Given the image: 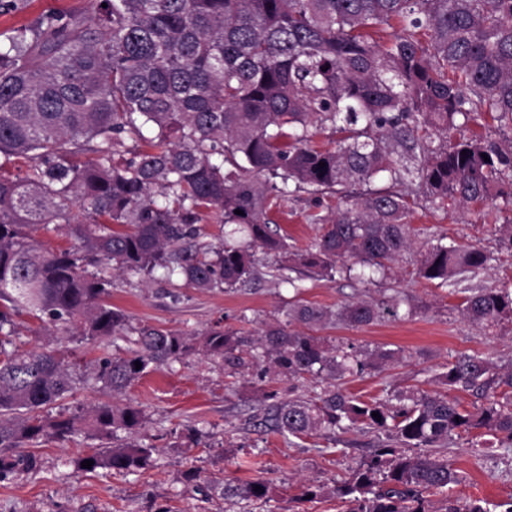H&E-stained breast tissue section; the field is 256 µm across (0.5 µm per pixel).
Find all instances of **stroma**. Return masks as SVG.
<instances>
[{"label":"stroma","instance_id":"stroma-1","mask_svg":"<svg viewBox=\"0 0 512 512\" xmlns=\"http://www.w3.org/2000/svg\"><path fill=\"white\" fill-rule=\"evenodd\" d=\"M91 7L90 0H6L0 7V34L8 35L44 13L86 12ZM337 202V195L328 191L296 189L271 200L267 219L287 235L291 246L304 249L319 234L313 216L328 214ZM511 217L507 209L437 208L420 202L413 205L410 217L414 250L371 280L346 273L332 280L301 273L291 286L268 276L276 261L259 251L255 259L262 275L248 286L201 290L181 280L114 272L111 301L129 314L132 327L162 328L196 343L214 327L257 337L267 325L286 323L288 309L297 301L335 310L355 300L388 303L397 298V316L360 328L336 319L315 328V335L331 345L399 354L397 360L341 380L340 389L363 401H385L400 391L437 392L469 410L473 396L447 388L438 376L459 352L488 357L503 372L512 369V320L483 329L461 314L467 289L512 288V249L501 243L499 231ZM433 237L448 245H478L491 260L469 274L462 286L438 285L418 273L416 248ZM16 322L17 348L69 351L84 378L73 395L53 406V414L79 415L101 403L142 406L147 418L136 439L154 453L149 466L132 473L84 471L76 461L98 448L100 438L82 433L65 443L43 442L33 448L40 462L36 472L0 481V512H157L163 506L173 512H344L336 486L385 439L370 429H336L288 440L264 428L269 393L281 401L295 393L307 398L318 385L308 380L294 389L274 370L260 371L252 366L246 345L237 351L243 367L233 369L222 359L195 352L156 367L115 395L96 382L95 364L107 357L130 356L131 343L122 338L88 340L72 334L65 324L46 325L28 314ZM448 459L459 477L449 490L451 497L493 503L512 499V448L493 446L485 430L459 431ZM193 468L200 477L190 484L185 474ZM251 480L268 484L267 497L252 501L221 493L223 486ZM310 489L315 492L311 498L306 495Z\"/></svg>","mask_w":512,"mask_h":512}]
</instances>
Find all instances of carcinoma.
Masks as SVG:
<instances>
[{"instance_id":"obj_1","label":"carcinoma","mask_w":512,"mask_h":512,"mask_svg":"<svg viewBox=\"0 0 512 512\" xmlns=\"http://www.w3.org/2000/svg\"><path fill=\"white\" fill-rule=\"evenodd\" d=\"M394 22L399 31L381 37ZM488 116L502 137L448 138L458 120L481 127ZM316 127L338 134L335 147L312 145ZM127 140L145 148L125 159ZM85 154L92 158L75 160ZM17 159L29 162L22 176L7 172ZM377 179L391 186L371 188ZM291 183L365 190L343 193L335 212L315 217L322 234L294 252L266 218L270 197L287 196ZM413 193L433 205L512 204V0H92L86 13L44 14L15 29L0 41V479L38 469L21 451L28 444L82 431L113 440L146 419L132 404L51 416L76 380L56 349L6 350L15 316H46L91 340L125 334L129 316L109 301L112 281L89 271L102 264L233 289L258 278L259 248L280 256L273 277L292 286L289 273L301 268L330 278L352 271L340 262L383 274L412 247ZM208 214L227 235L246 233L249 245L196 242ZM50 224L66 226L74 243L40 249L36 234ZM419 255L422 276L447 286L490 261L476 246L440 241ZM386 313L397 306L361 300L336 318L357 328ZM462 315L485 327L511 319L512 289H472ZM289 317L303 329H264L253 342L256 365L268 362L290 382L363 372L356 349L308 333L327 319L324 308L297 303ZM135 333L133 356L98 365L96 381L114 394L192 350L168 330ZM247 342L211 328L200 348L238 367L234 351ZM439 379L487 405L462 413L417 391L390 407L328 387L316 400L276 406L273 429L286 439L358 425L386 434L337 486L347 512H512V499L432 500L458 481L446 454L456 431L485 428L512 447V406L495 401L512 389V371L460 352ZM153 452L130 440L78 462L129 473ZM239 491L260 500L267 485Z\"/></svg>"}]
</instances>
